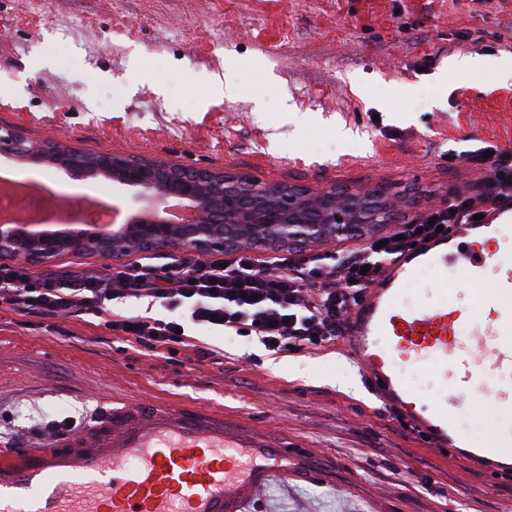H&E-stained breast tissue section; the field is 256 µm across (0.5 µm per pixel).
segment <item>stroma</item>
Returning <instances> with one entry per match:
<instances>
[{
    "mask_svg": "<svg viewBox=\"0 0 512 512\" xmlns=\"http://www.w3.org/2000/svg\"><path fill=\"white\" fill-rule=\"evenodd\" d=\"M512 55V0H0V127L75 150L246 173L321 191L385 186L396 217L471 189L475 136L512 152V85L455 70ZM236 90L224 94L215 81ZM82 203L92 179L0 154ZM66 252L43 273L139 261ZM425 272L405 305L474 293ZM219 354L199 361L197 350ZM194 405L311 451L329 483L272 482L249 512H512V469L486 472L404 430L348 339L273 353L254 336L188 327L150 351L91 315L0 309V442L34 420L83 428L112 401Z\"/></svg>",
    "mask_w": 512,
    "mask_h": 512,
    "instance_id": "1",
    "label": "stroma"
}]
</instances>
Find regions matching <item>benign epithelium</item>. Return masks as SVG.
Segmentation results:
<instances>
[{
	"label": "benign epithelium",
	"mask_w": 512,
	"mask_h": 512,
	"mask_svg": "<svg viewBox=\"0 0 512 512\" xmlns=\"http://www.w3.org/2000/svg\"><path fill=\"white\" fill-rule=\"evenodd\" d=\"M0 152L34 164L62 167L79 179L104 175L131 191L140 207L121 224L98 232L32 231L0 222V260L43 264L66 251L120 257L150 249L205 252L232 249L245 240L272 250L306 248L339 236L360 235L370 224H388L384 191L340 193L331 187L263 182L249 174L177 167L159 160L104 152H76L59 142H33L0 129ZM181 200L192 217L176 223L167 206Z\"/></svg>",
	"instance_id": "1"
}]
</instances>
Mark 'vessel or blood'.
Here are the masks:
<instances>
[{
    "label": "vessel or blood",
    "mask_w": 512,
    "mask_h": 512,
    "mask_svg": "<svg viewBox=\"0 0 512 512\" xmlns=\"http://www.w3.org/2000/svg\"><path fill=\"white\" fill-rule=\"evenodd\" d=\"M419 261L441 285L456 268L476 293L474 305L398 306ZM347 333L372 383L449 446L462 443L454 412L485 374L499 380L485 392L490 407L512 410V266L479 241L451 236L395 264L353 310ZM397 355L428 363L443 398L415 400L393 367ZM277 478L317 483L331 475L286 441L244 436L208 411L129 400L40 447H1L0 512H245Z\"/></svg>",
    "instance_id": "1"
}]
</instances>
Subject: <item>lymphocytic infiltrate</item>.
<instances>
[{
	"label": "lymphocytic infiltrate",
	"instance_id": "obj_1",
	"mask_svg": "<svg viewBox=\"0 0 512 512\" xmlns=\"http://www.w3.org/2000/svg\"><path fill=\"white\" fill-rule=\"evenodd\" d=\"M464 158L482 172L477 189L429 207L397 226L386 246L369 242L355 251L311 253L261 260L250 248L218 261L137 262L104 274L31 276L20 263H0V308L36 316L92 315L113 333L149 350L176 342L192 324L213 332L256 336L274 352L322 347L344 336L348 318L385 263L413 245L473 223L489 207L512 202V153L484 148ZM152 298L167 316L108 315L107 302Z\"/></svg>",
	"mask_w": 512,
	"mask_h": 512
}]
</instances>
